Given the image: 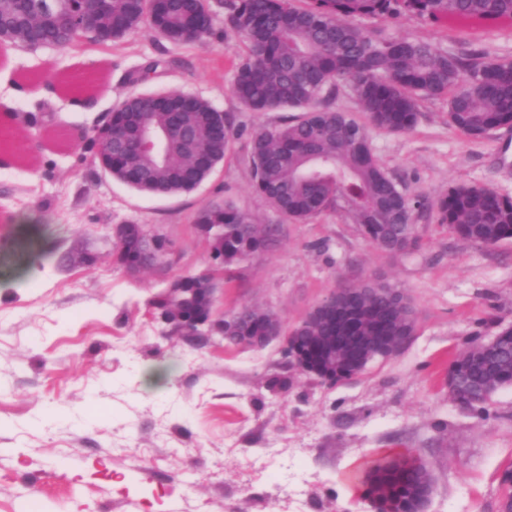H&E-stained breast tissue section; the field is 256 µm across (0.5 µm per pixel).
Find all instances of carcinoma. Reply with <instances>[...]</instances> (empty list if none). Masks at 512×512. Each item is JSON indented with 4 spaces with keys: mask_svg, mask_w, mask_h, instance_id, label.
I'll list each match as a JSON object with an SVG mask.
<instances>
[{
    "mask_svg": "<svg viewBox=\"0 0 512 512\" xmlns=\"http://www.w3.org/2000/svg\"><path fill=\"white\" fill-rule=\"evenodd\" d=\"M75 0H13L0 11V29H21L16 46L70 49L84 39L99 42L95 29L112 9V36L123 37L143 22L167 40L193 43L212 29L216 11L208 0H170L162 14L152 0H93L90 19L79 27L60 18ZM226 22L246 45L239 57L232 93L250 112L288 109L272 126L250 135L253 187L268 206L291 222H305L341 209L360 233L386 253L403 250L413 229V208L397 182L375 156L369 127L389 133L414 129L425 98L448 99V127L479 138L512 128V58L488 60L480 54L458 57L426 41L394 38L360 28L358 18L411 13L448 31L471 36L493 25H512V0H221ZM346 87L361 105L363 118L333 106ZM185 92L130 96L113 108L115 130L126 132L129 147L97 150V160L112 161V176L148 193L181 194L203 181L224 158L238 128L212 103ZM152 129L161 139L158 153H135L136 132ZM436 220L460 239L487 245L512 239V198L482 186L454 184L436 205ZM198 224L224 225V268L245 259L264 240L261 225L229 203L202 210ZM187 308L186 294L164 290L152 305L166 313ZM258 308L244 305L225 314L224 335L237 336L258 325ZM501 354L500 375L477 374L476 347L450 365L448 389L471 408L484 409L505 384L512 385V324L493 345ZM415 485L402 472L394 495L405 501Z\"/></svg>",
    "mask_w": 512,
    "mask_h": 512,
    "instance_id": "cac0c4a2",
    "label": "carcinoma"
}]
</instances>
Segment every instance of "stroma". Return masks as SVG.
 Wrapping results in <instances>:
<instances>
[{
  "instance_id": "35a3bbf8",
  "label": "stroma",
  "mask_w": 512,
  "mask_h": 512,
  "mask_svg": "<svg viewBox=\"0 0 512 512\" xmlns=\"http://www.w3.org/2000/svg\"><path fill=\"white\" fill-rule=\"evenodd\" d=\"M362 25L453 55L512 58V32L495 26L472 42L412 15ZM244 50L219 17L189 44L145 23L109 46L0 52V114L14 115L0 134V512H371L363 471L375 454L403 448L434 472L426 512H498L512 386L482 416L449 399L448 366L512 323V239L464 242L437 223L435 205L457 183L512 198V128L460 134L439 98L422 103L412 131L370 129L375 155L416 204L415 248L389 254L345 212L295 224L255 192L248 133L281 114L234 98ZM153 59L154 73L128 83ZM91 72L112 87L92 106L45 90L58 75ZM168 91L207 99L245 133L195 190L153 195L102 171L81 133L128 96ZM225 202L271 235L232 267L214 317L257 305L289 329L332 289L376 277L415 306L409 347L331 385L289 365L282 342L197 346L166 323L152 301L212 266L196 219ZM116 224L165 233L166 270L127 275L112 254ZM86 250L93 262H77Z\"/></svg>"
}]
</instances>
